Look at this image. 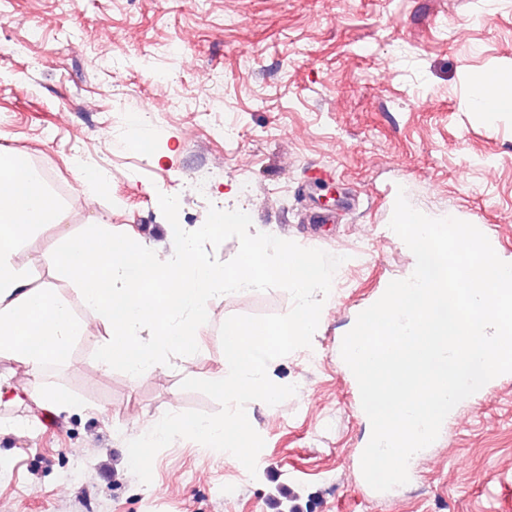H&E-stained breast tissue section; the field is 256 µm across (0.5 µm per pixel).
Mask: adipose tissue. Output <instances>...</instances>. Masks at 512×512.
I'll return each mask as SVG.
<instances>
[{
	"instance_id": "1",
	"label": "adipose tissue",
	"mask_w": 512,
	"mask_h": 512,
	"mask_svg": "<svg viewBox=\"0 0 512 512\" xmlns=\"http://www.w3.org/2000/svg\"><path fill=\"white\" fill-rule=\"evenodd\" d=\"M476 111L512 112V73L495 72L471 81ZM60 204L24 155L0 153V404L32 400L41 408L71 404V397L37 384L44 368L64 362L74 343L97 326L107 331L100 352L103 366L120 365L131 379L164 373L171 358L199 346L205 304L211 296L247 292L269 280L287 282L301 300L298 315L273 326L224 325V373L212 388L227 403L247 395L266 402L276 395L269 364L291 347L308 345L329 294L332 277L315 253L283 252L270 262V243L252 232L245 216L215 213L208 224L171 228V251L151 248L131 236L116 237L106 224L61 236L55 262L78 285L84 316L53 288L35 286L28 266L16 260L19 245L45 224L57 223ZM239 233L242 262L227 268L202 257V239L224 226ZM22 366L29 380L19 383ZM253 424L236 412L213 419L171 415L152 421L139 435L134 454L147 462L152 448L174 437L199 435L214 447L228 437L247 438Z\"/></svg>"
}]
</instances>
